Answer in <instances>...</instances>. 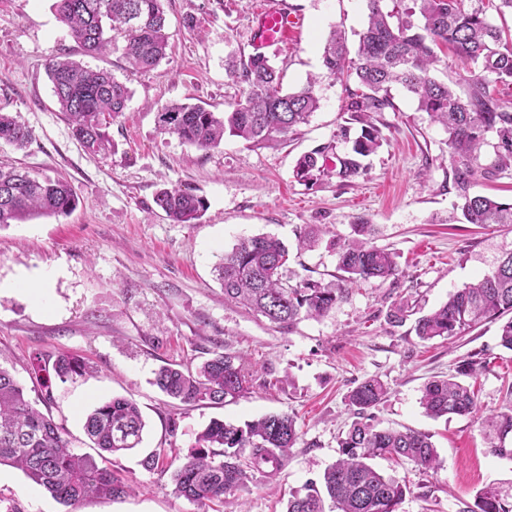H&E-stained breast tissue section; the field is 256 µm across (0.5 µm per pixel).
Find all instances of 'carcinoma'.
<instances>
[{"instance_id": "cac0c4a2", "label": "carcinoma", "mask_w": 512, "mask_h": 512, "mask_svg": "<svg viewBox=\"0 0 512 512\" xmlns=\"http://www.w3.org/2000/svg\"><path fill=\"white\" fill-rule=\"evenodd\" d=\"M392 2V9L386 11L382 0H366L367 20L358 33L353 57L344 36L330 31L322 64L329 75L355 84L347 89L343 111L360 124L361 133L349 151L336 156L332 168L327 165L335 149L331 143L300 156L295 179L314 186L331 174L343 182L358 177L364 170L362 159L386 141L370 114L396 111L391 87L399 85L416 101L418 110L448 133V176L461 219L468 224L512 226V202L473 192L480 181L512 176V102L503 100L498 90L501 84L512 85V31L496 25L491 15L512 12V0ZM54 8L57 19L89 55L116 46L119 35L122 55L136 72L154 71L166 57L163 0H55ZM442 53L452 54L463 65L461 94L434 75ZM227 70L246 85L239 100L224 112L197 104H167L156 115L160 132L203 150L219 145L227 134L252 147L267 148L307 123L320 107L316 79L285 92L279 69L260 52L229 61ZM47 71L73 137L90 153L110 151L109 119L126 109L131 97L127 85L108 69H92L68 56L51 60ZM31 139L28 126L8 112L0 113L1 141L22 149ZM155 202L178 224H196L207 210L203 198L176 185L160 189ZM76 205L68 182L0 166V229L37 216L66 214ZM352 232L339 245L338 268L343 276L334 286L309 277L292 280L287 275L288 246L275 236L239 239L214 265L224 300L290 330L304 319L327 316L354 285L385 282L399 274L395 253L372 242V225L361 220L352 225ZM321 234L319 225H305L296 233L298 247H313ZM506 313H512V253L490 274L419 317L414 330L423 342L449 338ZM87 370L83 359L68 352L59 353L54 362L55 376L62 382ZM477 371V361L465 359L457 366V374L430 379L420 398L425 414L438 419L475 413V391L459 376H474ZM155 384L184 404H223L228 398L253 393L244 355L226 348L213 351L193 371L161 367ZM42 388L37 399H30L12 371L0 364V466L20 469L67 506L93 499L117 500L132 493L131 480L99 461L141 443L145 422L138 406L116 397L86 414L84 431L101 453L97 460L74 452L63 428L36 408L37 402L51 399L49 381ZM389 392L378 378L366 379L350 391L348 402L355 420L338 441V458L319 481L305 485V493L291 494L286 512H326V496L337 512H398L410 487L382 473L372 460L410 462L422 473L438 468L439 455L428 435L412 429H379L371 423V410ZM482 425L489 439L498 440L490 452L511 458L512 448L505 447L504 441L512 438V409L484 419ZM297 440L295 420L287 414H266L242 426L213 419L173 471L174 491L202 512H223L224 502L256 476H279ZM175 457L173 449L160 448L143 460V466L149 470L168 466ZM462 512H512V489L488 486L477 496L476 508Z\"/></svg>"}]
</instances>
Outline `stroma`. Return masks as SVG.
<instances>
[{
	"label": "stroma",
	"mask_w": 512,
	"mask_h": 512,
	"mask_svg": "<svg viewBox=\"0 0 512 512\" xmlns=\"http://www.w3.org/2000/svg\"><path fill=\"white\" fill-rule=\"evenodd\" d=\"M288 3L302 25L266 54L282 69L285 89L317 78L319 110L274 147L251 148L228 136L200 150L161 133L156 114L172 102L221 112L240 97L244 85L225 61L250 54L251 19L262 0H164L168 55L143 74L130 73L118 51L84 54L57 19L54 0H0V112L17 116L34 135L23 150L0 141V163L65 179L78 196L70 214L0 230V363L27 388L50 380L47 409L75 452H90L84 415L100 402L132 399L146 422L142 443L110 458L112 469L136 484L134 494L69 509L22 471L1 466L0 505L21 512H199L174 494L172 468L148 470L143 459L169 446L186 455L214 418L240 425L285 413L299 431L285 472L256 479L238 503L244 512H285L290 492L303 491L336 460L338 439L353 420L347 395L373 377L390 389L373 411L374 424L430 435L441 461L424 474L376 459L378 469L410 487L399 512H463L486 486L512 484V458L490 453L479 417L435 420L420 405L428 380L455 374L460 360L473 356L485 363L475 379L479 416L512 409V351L499 344V322L424 342L414 318H387L400 298L426 314L493 271L512 252V227L445 223L456 200L448 135L399 88L396 111L373 117L386 140L359 177L347 184L327 177L312 188L299 183L293 170L300 155L329 142L346 148L337 139L349 118L342 110L346 86L326 73L322 49L334 28L356 49L367 7L366 0ZM64 53L111 70L130 89L109 128V153L86 152L58 108L46 65ZM170 184L206 199L200 223H173L156 206L157 191ZM360 219L373 224L376 246L395 252L397 277L360 284L328 316L289 331L225 302L213 267L240 238L279 237L292 249L290 273L333 285L340 275L336 245ZM307 224L327 232L317 248L300 252L296 232ZM40 276L47 279L43 300L18 289ZM219 346L245 356L257 380L249 397L186 406L154 385L161 366L196 367ZM60 351L85 358L91 371L53 379Z\"/></svg>",
	"instance_id": "stroma-1"
}]
</instances>
